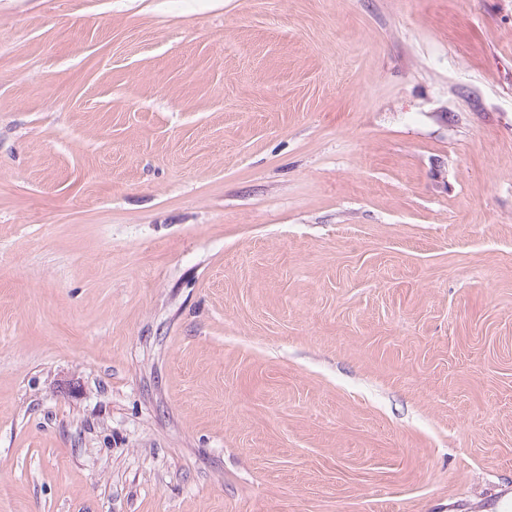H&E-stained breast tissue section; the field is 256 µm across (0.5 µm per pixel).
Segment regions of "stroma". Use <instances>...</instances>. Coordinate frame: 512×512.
<instances>
[{"label":"stroma","mask_w":512,"mask_h":512,"mask_svg":"<svg viewBox=\"0 0 512 512\" xmlns=\"http://www.w3.org/2000/svg\"><path fill=\"white\" fill-rule=\"evenodd\" d=\"M0 512H512V0H0Z\"/></svg>","instance_id":"obj_1"}]
</instances>
